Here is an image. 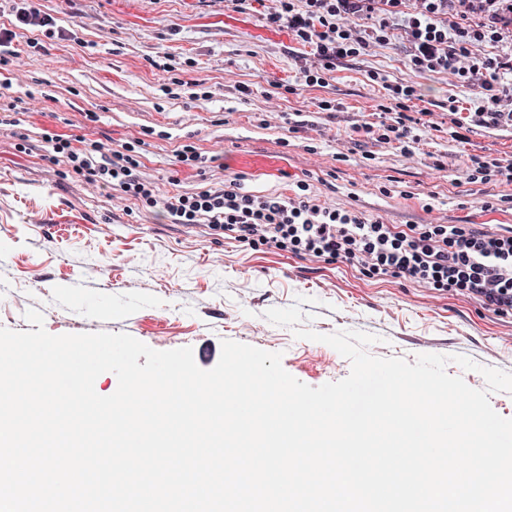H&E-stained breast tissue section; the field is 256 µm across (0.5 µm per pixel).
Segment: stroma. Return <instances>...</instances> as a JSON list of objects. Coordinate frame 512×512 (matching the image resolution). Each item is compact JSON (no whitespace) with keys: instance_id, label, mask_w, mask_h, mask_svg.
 <instances>
[{"instance_id":"1","label":"stroma","mask_w":512,"mask_h":512,"mask_svg":"<svg viewBox=\"0 0 512 512\" xmlns=\"http://www.w3.org/2000/svg\"><path fill=\"white\" fill-rule=\"evenodd\" d=\"M57 38L18 30L0 47V327L126 333L189 347L212 369L231 340L282 355L318 387L345 378L332 347L265 313L306 297L305 328L375 336L369 354L462 355L512 372V317L481 302L171 223L140 198L47 157L43 133L82 137L136 162L163 195L234 184L383 224L512 229V128L456 130L449 104L475 90L420 70L401 27L375 39L339 19L349 56L321 68L289 29L298 0H40Z\"/></svg>"}]
</instances>
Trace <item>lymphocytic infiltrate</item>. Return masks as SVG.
Segmentation results:
<instances>
[{
  "instance_id": "obj_1",
  "label": "lymphocytic infiltrate",
  "mask_w": 512,
  "mask_h": 512,
  "mask_svg": "<svg viewBox=\"0 0 512 512\" xmlns=\"http://www.w3.org/2000/svg\"><path fill=\"white\" fill-rule=\"evenodd\" d=\"M288 17V27L314 43L325 70L348 55L345 32L330 35L333 17H366L379 31L401 21L416 66L445 72L475 87L477 122L512 127V109H502L512 73V45L504 33L512 28V0H302ZM499 44L495 55L473 56L474 44ZM49 159L66 162L89 180L145 200L165 211L172 223L202 224L214 235L230 236L250 246L292 250L328 262L347 261L363 269L407 279L437 290L481 301L496 313L512 316V231L458 224L366 223L357 215L308 200L280 196L252 198L225 185L196 194L159 196L141 182L133 160L121 153L101 155L98 142L73 146L70 138L46 136Z\"/></svg>"
}]
</instances>
